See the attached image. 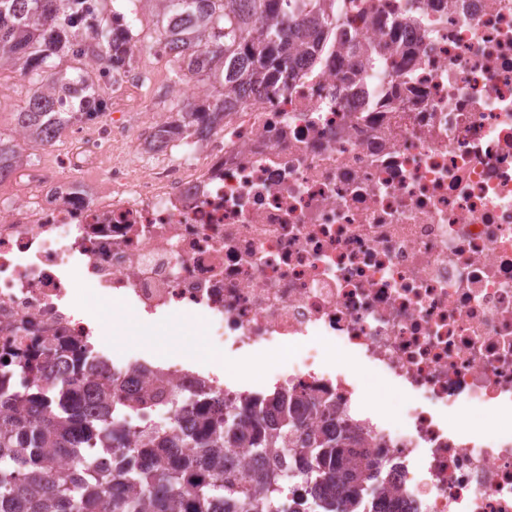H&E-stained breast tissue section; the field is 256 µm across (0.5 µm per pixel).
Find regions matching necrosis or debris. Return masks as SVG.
<instances>
[{
    "instance_id": "obj_1",
    "label": "necrosis or debris",
    "mask_w": 512,
    "mask_h": 512,
    "mask_svg": "<svg viewBox=\"0 0 512 512\" xmlns=\"http://www.w3.org/2000/svg\"><path fill=\"white\" fill-rule=\"evenodd\" d=\"M340 22L365 51L331 44L203 137L148 146L170 114L133 64L111 120L15 163L0 355L73 341L122 382L250 397L200 363L143 374L99 316L198 322L237 364L287 357L277 386L387 461L398 512H512V0H343ZM370 373L406 394L400 419L371 413ZM287 457L228 448L224 470Z\"/></svg>"
}]
</instances>
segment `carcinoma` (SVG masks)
Instances as JSON below:
<instances>
[{
	"label": "carcinoma",
	"instance_id": "1",
	"mask_svg": "<svg viewBox=\"0 0 512 512\" xmlns=\"http://www.w3.org/2000/svg\"><path fill=\"white\" fill-rule=\"evenodd\" d=\"M115 0H0V66L10 65L35 85L15 112V132L35 148L53 145L77 124L97 98L93 74L126 63L133 54L163 41L177 65L174 84L210 82L203 102L177 105V123L167 136L200 135L224 122L249 98L255 85L275 82L286 66L315 61L329 35L328 0L297 18L293 0H131L134 12L152 17L148 42L112 19L126 17ZM87 43L93 61L73 51ZM64 53L92 70L72 80L43 69L47 56ZM79 111H71L72 99ZM25 159L0 138V178ZM86 352L44 343L17 361L32 381L7 385L10 364L0 360V512H285L279 480L243 479L225 495L224 446L260 454L278 450L299 428L301 396L277 390L270 398L238 404L221 394L211 403L171 394L177 414L193 418L181 434L165 425L138 434L126 446L122 417L159 392L112 387L107 366L88 364ZM348 437L329 422L306 434L309 463L298 471L302 484L319 492L306 512H374L379 493L370 481L381 471L350 449ZM100 450L99 467L64 476L58 460Z\"/></svg>",
	"mask_w": 512,
	"mask_h": 512
}]
</instances>
